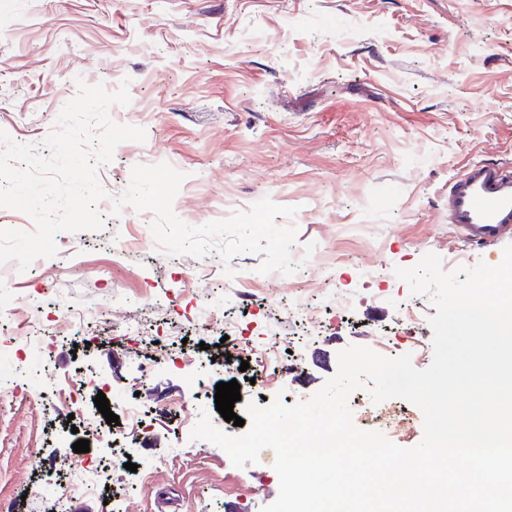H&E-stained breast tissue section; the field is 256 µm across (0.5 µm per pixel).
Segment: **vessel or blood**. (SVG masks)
Segmentation results:
<instances>
[{"mask_svg": "<svg viewBox=\"0 0 512 512\" xmlns=\"http://www.w3.org/2000/svg\"><path fill=\"white\" fill-rule=\"evenodd\" d=\"M448 223L469 244L488 248L512 237V168L478 162L448 184Z\"/></svg>", "mask_w": 512, "mask_h": 512, "instance_id": "obj_1", "label": "vessel or blood"}]
</instances>
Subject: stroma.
I'll return each mask as SVG.
<instances>
[{
  "label": "stroma",
  "mask_w": 512,
  "mask_h": 512,
  "mask_svg": "<svg viewBox=\"0 0 512 512\" xmlns=\"http://www.w3.org/2000/svg\"><path fill=\"white\" fill-rule=\"evenodd\" d=\"M79 76L127 84L110 116L146 138L98 169L116 202L102 229L25 272L0 265V502L45 512L41 489L76 482L72 445L105 419L90 391L80 420L47 407L91 366L112 383L120 452L91 439L102 478L67 512H262L275 469L235 467L190 437L205 412L241 434L216 409L217 383L237 380L242 417L309 400L351 346L426 368L436 310L395 269L428 253L447 271L503 259L446 212L468 163L512 166V0H0V129L13 142L42 147ZM211 304L236 335L203 330ZM138 308L145 327L123 335ZM90 309L96 322L69 324ZM46 317L64 333L20 351L16 325ZM221 342L248 373L209 362ZM183 355L204 367L202 392L173 365ZM349 405L360 430L406 448L423 437L405 400L359 390Z\"/></svg>",
  "instance_id": "stroma-1"
}]
</instances>
